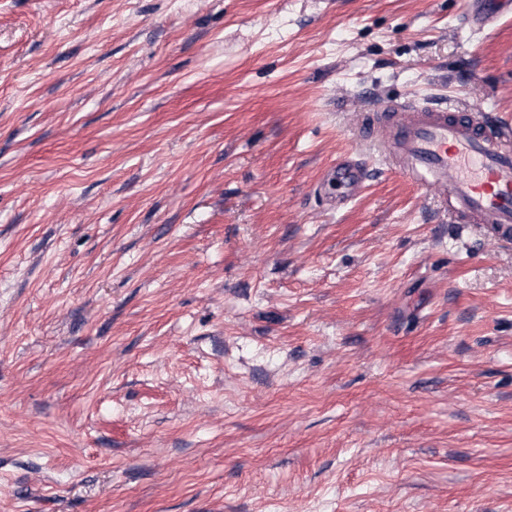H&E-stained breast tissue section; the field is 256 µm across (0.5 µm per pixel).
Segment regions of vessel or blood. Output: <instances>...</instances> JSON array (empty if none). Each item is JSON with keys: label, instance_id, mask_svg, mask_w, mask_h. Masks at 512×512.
Here are the masks:
<instances>
[{"label": "vessel or blood", "instance_id": "vessel-or-blood-1", "mask_svg": "<svg viewBox=\"0 0 512 512\" xmlns=\"http://www.w3.org/2000/svg\"><path fill=\"white\" fill-rule=\"evenodd\" d=\"M512 0H463V18L487 30ZM363 134L385 135L398 169L421 185L448 189V210L457 222L480 224L494 237L512 240V126L477 111L460 112L447 102L381 104ZM344 198L356 196L366 173L341 160L333 167Z\"/></svg>", "mask_w": 512, "mask_h": 512}]
</instances>
